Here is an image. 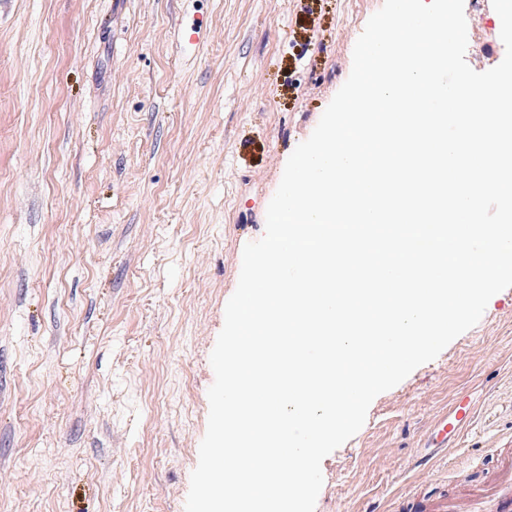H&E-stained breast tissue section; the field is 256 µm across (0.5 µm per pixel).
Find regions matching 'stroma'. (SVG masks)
Wrapping results in <instances>:
<instances>
[{
	"label": "stroma",
	"mask_w": 512,
	"mask_h": 512,
	"mask_svg": "<svg viewBox=\"0 0 512 512\" xmlns=\"http://www.w3.org/2000/svg\"><path fill=\"white\" fill-rule=\"evenodd\" d=\"M383 2L0 0V512H185L243 249ZM461 392L472 429L426 448ZM509 453L512 288L372 401L315 512H409Z\"/></svg>",
	"instance_id": "obj_1"
}]
</instances>
